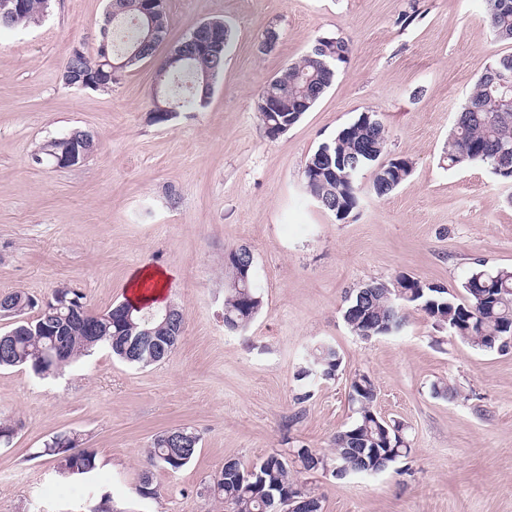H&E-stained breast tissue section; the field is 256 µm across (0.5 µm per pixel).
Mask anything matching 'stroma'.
<instances>
[{"label": "stroma", "mask_w": 512, "mask_h": 512, "mask_svg": "<svg viewBox=\"0 0 512 512\" xmlns=\"http://www.w3.org/2000/svg\"><path fill=\"white\" fill-rule=\"evenodd\" d=\"M169 32L154 59L111 90L63 85L76 42L94 49L107 0H52L44 20L0 31V293L35 298L68 286L101 312L127 297L133 271L171 275L183 338L147 367L104 349L55 378L0 370V419L19 424L0 446V512H224L201 490L225 460L249 466L299 446L330 453L355 407L350 379L373 381L375 409L404 424L409 455L369 475H300L322 512H512V351H482L409 311L397 333L362 340L344 320L361 285L407 274L460 293L475 262L512 268V183L484 164L448 168V132L478 78L512 43L494 38L487 0H166ZM231 31L207 107L149 120L157 63L201 22ZM278 40L264 52L266 29ZM352 50L302 120L266 137L263 85L318 38ZM378 113L391 156L413 164L384 198L364 173L359 208L337 220L304 189L317 147L360 113ZM75 128L97 150L71 167L33 153ZM246 246L262 309L224 327V254ZM336 347L334 379L298 380L315 344ZM451 394H435L434 385ZM200 437L185 468L158 470L159 495L136 487L159 433ZM75 430L94 450L95 478H60L38 450Z\"/></svg>", "instance_id": "1"}]
</instances>
